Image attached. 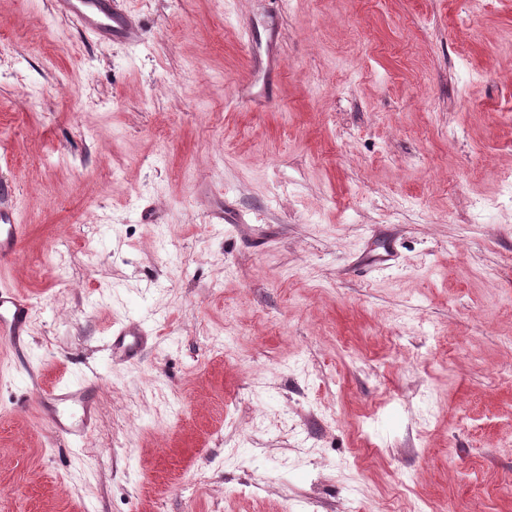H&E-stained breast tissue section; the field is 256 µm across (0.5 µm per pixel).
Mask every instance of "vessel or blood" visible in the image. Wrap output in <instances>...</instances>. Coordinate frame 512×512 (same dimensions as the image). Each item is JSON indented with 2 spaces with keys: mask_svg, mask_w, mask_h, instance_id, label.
<instances>
[{
  "mask_svg": "<svg viewBox=\"0 0 512 512\" xmlns=\"http://www.w3.org/2000/svg\"><path fill=\"white\" fill-rule=\"evenodd\" d=\"M60 8L74 14L80 23L94 32H117L123 40L141 39V30L119 7H106L102 0H58ZM22 239V227L16 224L11 205L0 198V263L10 261ZM32 302L0 286V340L12 343L29 333L33 322ZM148 333L131 319L112 330V354L121 359L138 356ZM40 413L56 432L70 438L83 437L96 423L97 406L89 397L86 383L54 386L39 403Z\"/></svg>",
  "mask_w": 512,
  "mask_h": 512,
  "instance_id": "obj_1",
  "label": "vessel or blood"
}]
</instances>
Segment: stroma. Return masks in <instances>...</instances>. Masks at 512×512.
Instances as JSON below:
<instances>
[{"label":"stroma","mask_w":512,"mask_h":512,"mask_svg":"<svg viewBox=\"0 0 512 512\" xmlns=\"http://www.w3.org/2000/svg\"><path fill=\"white\" fill-rule=\"evenodd\" d=\"M123 2L0 0V512H512V0ZM58 5L65 12L74 14L91 31L105 32L112 29V33H119L126 41H137L143 35L130 16L117 6L116 1L112 2V8H106L102 0H59ZM0 198V263L10 261L18 252L22 239V225L15 224L12 206ZM33 311L34 306L28 298L0 286L1 343H14L27 335L33 322ZM149 332L135 319H129L120 326H112V355L120 359H131L138 356ZM39 408L52 429L73 439L86 436L96 423L97 406L91 401L84 381L55 385L41 398ZM70 409L79 416L67 414Z\"/></svg>","instance_id":"stroma-1"}]
</instances>
